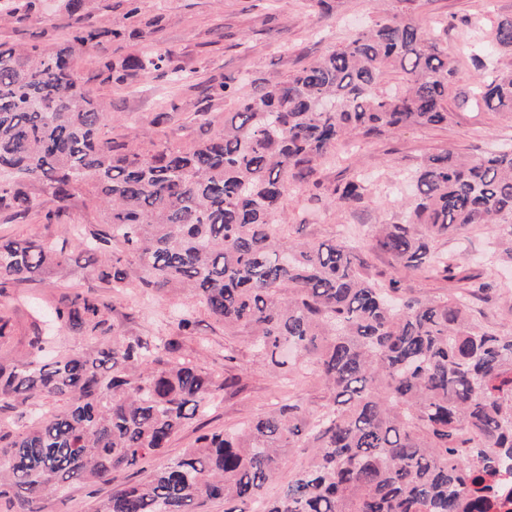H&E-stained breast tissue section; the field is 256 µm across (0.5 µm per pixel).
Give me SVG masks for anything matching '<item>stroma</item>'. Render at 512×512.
Segmentation results:
<instances>
[{
    "label": "stroma",
    "instance_id": "obj_1",
    "mask_svg": "<svg viewBox=\"0 0 512 512\" xmlns=\"http://www.w3.org/2000/svg\"><path fill=\"white\" fill-rule=\"evenodd\" d=\"M25 2L0 0V6L11 13L0 22V43L49 49L67 37L70 18L63 0H41L35 11L27 10ZM331 4V13L325 15L318 0H83V13L102 28L128 34L137 27V18L130 16L134 10L138 17L158 16L162 22L146 38L128 36L90 50L77 59L75 70L90 95L112 110L111 121L102 129L104 138L133 142L144 149L159 141L185 148L220 130L225 113L236 106L235 99L214 94V87L228 81L251 94L286 81L380 16L405 14L428 36L440 38L460 69L461 78L449 92L447 124L405 128L374 140L339 142L336 155L351 154L353 169L327 159L309 176L293 181L284 198L282 229L290 237L337 241L353 233L364 235L370 225L398 217L403 175L423 157L445 149L473 156L512 144V119L483 111L472 101L477 75L473 54H482L500 67H512V56L497 53L492 43L494 23L499 16L512 14V0H331ZM148 43L194 71L193 84L172 82L162 70L150 79L133 76L121 84L106 80L105 59L122 60ZM202 108L209 109L213 124L195 121V112ZM354 170L369 182L366 203L352 209L334 204V187ZM103 220L101 210L77 197L64 203L55 224H37L0 211V236L51 240L63 225ZM487 245L488 231L482 226L436 242L438 250L454 254L477 280L493 277L512 285V263H489ZM64 292L105 296L109 288L83 260L51 270L36 281L13 284L0 298L15 326L12 336L0 338V363L19 360L28 351L35 334L32 304ZM188 309L198 322V332L183 339L181 355L200 363L214 379V397L206 412L172 438L165 455L148 456L134 467L115 471L108 483H75L66 494L43 499L42 512H90L113 488L152 473L180 455L199 430L238 427L290 399L311 411L321 410L326 392L312 364L296 363L288 371L287 382L278 381L253 352L249 337L225 335L223 325L204 305H187L180 293L132 289L115 302L112 319L122 335L152 340L177 335V321ZM228 351L233 361H225Z\"/></svg>",
    "mask_w": 512,
    "mask_h": 512
}]
</instances>
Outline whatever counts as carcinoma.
<instances>
[{
    "label": "carcinoma",
    "instance_id": "1",
    "mask_svg": "<svg viewBox=\"0 0 512 512\" xmlns=\"http://www.w3.org/2000/svg\"><path fill=\"white\" fill-rule=\"evenodd\" d=\"M75 15L52 51L0 44V210L40 207L38 183L64 203L77 195L104 212L77 235L98 277L118 296L130 287L176 289L244 333L276 376L293 356L316 369L328 403L314 413L283 403L234 432L201 433L160 470L99 501L95 512H224L262 502L264 512H486L487 484L512 461V336L476 323L470 301L490 283L457 272L435 241L483 224L492 257L512 261V145L480 156L451 150L424 157L408 175L400 217L373 225L368 244L398 270L429 269L448 283L441 297L406 294L401 278L372 279L361 247L300 241L276 224L291 181L326 159L336 142L382 137L448 122L455 61L410 19L388 14L345 45L310 61L288 80L242 97L224 127L188 148H152L103 138L106 103L90 97L73 68L96 46L121 39ZM496 50L512 55V15L498 18ZM120 83L165 67L175 82L191 75L170 57L141 51L106 61ZM473 102L512 116V70L479 60ZM400 76V85L387 77ZM367 181L336 184L341 206H358ZM71 229L51 241L0 237V288L32 281L77 258ZM112 299L64 294L34 307L98 345L43 360L52 337L33 336L16 363L0 364V409L33 414L46 397L64 402L26 431L0 430V502L18 512L74 483L111 480L205 409L213 381L181 355L196 335L185 312L179 335L151 343L118 333ZM308 448L309 463L269 498L284 451Z\"/></svg>",
    "mask_w": 512,
    "mask_h": 512
}]
</instances>
